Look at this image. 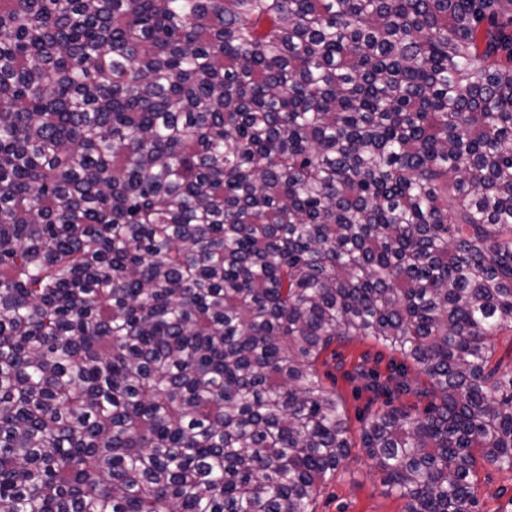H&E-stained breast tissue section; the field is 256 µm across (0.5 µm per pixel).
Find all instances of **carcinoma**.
Masks as SVG:
<instances>
[{
    "label": "carcinoma",
    "instance_id": "obj_1",
    "mask_svg": "<svg viewBox=\"0 0 512 512\" xmlns=\"http://www.w3.org/2000/svg\"><path fill=\"white\" fill-rule=\"evenodd\" d=\"M512 0H0V512H314L316 371L440 404L362 453L405 512L512 471ZM492 365L499 364L501 369H508L512 363V332L505 331L494 340ZM360 359H363L366 374L376 373L381 382H386L388 365L399 362L402 357L371 339L349 336L336 339L316 364L317 373L324 385L336 391L343 404L354 442H359L363 424L378 410L398 408L414 416L423 414L432 401L439 404V400L432 396L430 379L410 361H407L410 366L407 377L412 388H417L416 395H399L394 392L392 381L387 383V391L372 392L367 388L369 380L354 372Z\"/></svg>",
    "mask_w": 512,
    "mask_h": 512
}]
</instances>
